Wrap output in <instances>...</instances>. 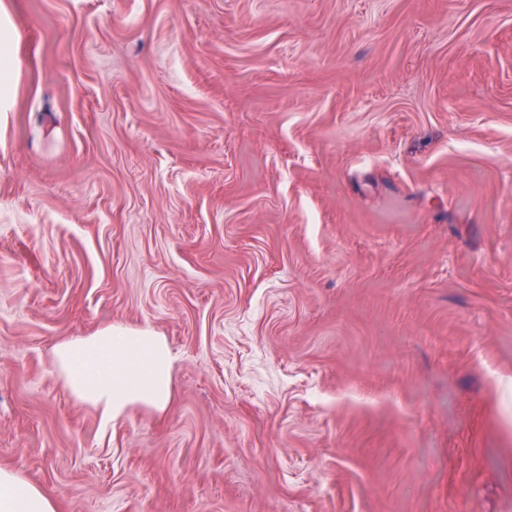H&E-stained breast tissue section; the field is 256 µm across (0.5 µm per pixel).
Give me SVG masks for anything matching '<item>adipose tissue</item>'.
<instances>
[{"mask_svg": "<svg viewBox=\"0 0 512 512\" xmlns=\"http://www.w3.org/2000/svg\"><path fill=\"white\" fill-rule=\"evenodd\" d=\"M172 360L165 337L125 327L64 340L53 349L61 384L78 403L93 407L106 426L135 406L166 410L173 395ZM0 512H57V505L39 486L0 466Z\"/></svg>", "mask_w": 512, "mask_h": 512, "instance_id": "adipose-tissue-1", "label": "adipose tissue"}]
</instances>
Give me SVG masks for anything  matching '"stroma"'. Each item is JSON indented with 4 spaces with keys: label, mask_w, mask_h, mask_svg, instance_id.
I'll use <instances>...</instances> for the list:
<instances>
[{
    "label": "stroma",
    "mask_w": 512,
    "mask_h": 512,
    "mask_svg": "<svg viewBox=\"0 0 512 512\" xmlns=\"http://www.w3.org/2000/svg\"><path fill=\"white\" fill-rule=\"evenodd\" d=\"M0 466L59 512H512V0H0ZM165 336L113 427L53 348Z\"/></svg>",
    "instance_id": "1"
}]
</instances>
